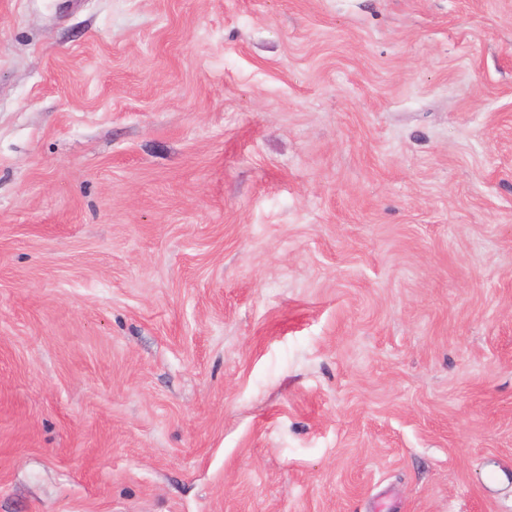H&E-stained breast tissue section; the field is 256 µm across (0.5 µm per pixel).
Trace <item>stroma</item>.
Returning a JSON list of instances; mask_svg holds the SVG:
<instances>
[{
  "mask_svg": "<svg viewBox=\"0 0 512 512\" xmlns=\"http://www.w3.org/2000/svg\"><path fill=\"white\" fill-rule=\"evenodd\" d=\"M0 512H512V0H0Z\"/></svg>",
  "mask_w": 512,
  "mask_h": 512,
  "instance_id": "1",
  "label": "stroma"
}]
</instances>
